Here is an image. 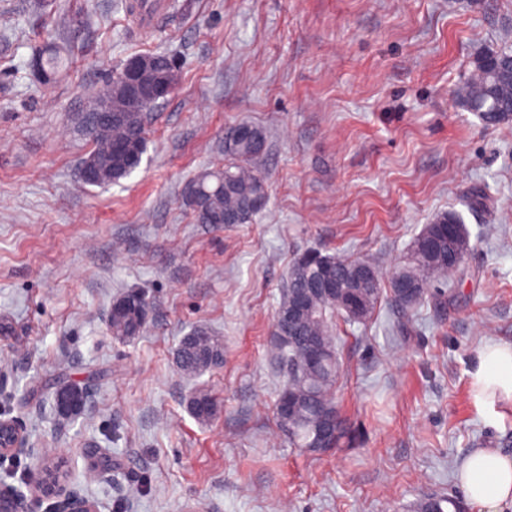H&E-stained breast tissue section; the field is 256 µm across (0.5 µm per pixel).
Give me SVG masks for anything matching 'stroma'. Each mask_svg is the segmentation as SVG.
<instances>
[{
	"instance_id": "1",
	"label": "stroma",
	"mask_w": 512,
	"mask_h": 512,
	"mask_svg": "<svg viewBox=\"0 0 512 512\" xmlns=\"http://www.w3.org/2000/svg\"><path fill=\"white\" fill-rule=\"evenodd\" d=\"M143 33L126 0H0V413L29 449L0 464L21 486L62 463L100 512H416L432 494L478 512L459 483L476 448L512 457V412L485 419L468 369L512 343V123L487 127L456 89L474 57L512 49V0H173ZM89 17L70 39L68 20ZM70 39L56 83L32 49ZM179 66L128 178L85 185L92 141L76 114L116 64L151 52ZM263 130L265 209L195 223L182 200L224 167V134ZM470 248L443 304L382 300L341 325L336 400L353 440L314 453L275 416L271 346L286 272L306 251L363 257L389 276L411 240L474 190ZM137 290L146 332L112 336V301ZM198 325L224 362L197 376L174 353ZM88 393L76 417L55 392ZM216 404L200 421L195 389Z\"/></svg>"
}]
</instances>
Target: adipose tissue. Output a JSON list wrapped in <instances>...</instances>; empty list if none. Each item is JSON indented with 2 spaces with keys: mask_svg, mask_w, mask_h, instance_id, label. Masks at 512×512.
Returning a JSON list of instances; mask_svg holds the SVG:
<instances>
[{
  "mask_svg": "<svg viewBox=\"0 0 512 512\" xmlns=\"http://www.w3.org/2000/svg\"><path fill=\"white\" fill-rule=\"evenodd\" d=\"M468 375L474 405L489 421L502 418L512 407V344L485 343L475 352ZM459 478L479 512H498L512 498V459L497 449L480 448L470 454Z\"/></svg>",
  "mask_w": 512,
  "mask_h": 512,
  "instance_id": "obj_1",
  "label": "adipose tissue"
}]
</instances>
